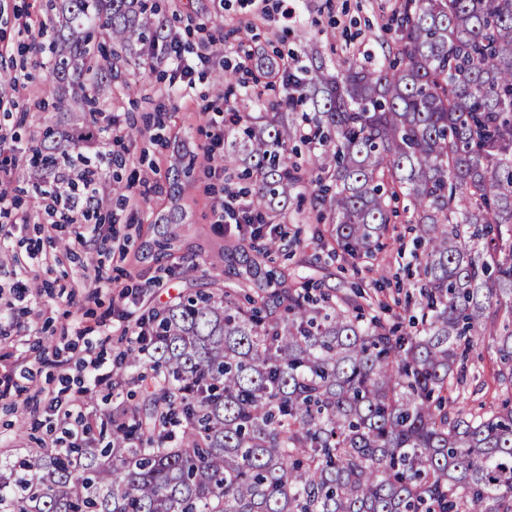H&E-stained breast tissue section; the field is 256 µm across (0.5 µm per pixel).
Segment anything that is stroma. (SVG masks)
I'll use <instances>...</instances> for the list:
<instances>
[{"mask_svg":"<svg viewBox=\"0 0 512 512\" xmlns=\"http://www.w3.org/2000/svg\"><path fill=\"white\" fill-rule=\"evenodd\" d=\"M401 0H299L298 17L284 23L280 0H166L175 18L186 57L196 60L194 85L178 96L169 85L171 64L161 61L154 72L132 70L135 93L121 81L101 97L98 128L117 124L108 149L110 175L127 187L124 198L103 188L100 233L90 249L73 247L76 225H43V196L33 187L31 169L19 162L6 174L20 213L30 222L13 231V218L0 215V233H11L8 251H0V316L13 326L0 334V373L14 375V393L0 399V451L24 455L46 439V405L66 386L79 362L97 353L114 360L128 341L116 320L121 304L119 288H126L141 314L164 307L193 289L202 274L211 272L212 255L228 237L215 224L214 208L224 195V176L196 168L190 182L173 191L172 169L180 163L179 148L205 156L208 130L223 124L224 102L217 99L212 76L224 65H237L244 55L240 40L266 53L301 55L305 44H316L322 57H357L366 63L384 60L391 52L384 26ZM47 0H7L0 13V80L18 78L11 104L0 109V159L19 154L28 142L40 139L57 120L55 109L44 108L49 98L43 81L51 53V30L39 27L46 17ZM30 15L37 25L19 27L16 17ZM142 134L126 137L129 123ZM186 211L182 234L194 255L174 254L162 263L141 259L142 243L155 237L156 216ZM396 211L378 259L354 261L336 254L321 237V224L312 198L293 192L288 202L286 229L290 246L273 254V265L288 276L289 284L308 281L345 293H367L387 301V321L406 318L408 298L416 297L419 260L423 250L407 211L406 198L392 203ZM113 280V289L97 292L94 278Z\"/></svg>","mask_w":512,"mask_h":512,"instance_id":"35a3bbf8","label":"stroma"}]
</instances>
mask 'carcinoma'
<instances>
[{
  "instance_id": "carcinoma-1",
  "label": "carcinoma",
  "mask_w": 512,
  "mask_h": 512,
  "mask_svg": "<svg viewBox=\"0 0 512 512\" xmlns=\"http://www.w3.org/2000/svg\"><path fill=\"white\" fill-rule=\"evenodd\" d=\"M45 81L58 110L96 115L122 69L168 34L147 0H54ZM395 62L296 69L256 63L285 94L224 116L226 170L242 168L263 224L310 190L327 233L373 258L402 194L425 244L418 314L389 325L354 295L288 286L264 258L288 242L220 249L221 288L152 312L149 362L129 346L112 374L134 385L90 439L0 460V512H512V0H402L386 26ZM106 33L114 48L94 40ZM234 73L213 76L217 92ZM74 96L66 101L59 88ZM88 124L29 148L37 182L92 171ZM307 146L306 164L289 147ZM178 218L142 247L180 250ZM491 341L505 399L461 405L471 351Z\"/></svg>"
}]
</instances>
